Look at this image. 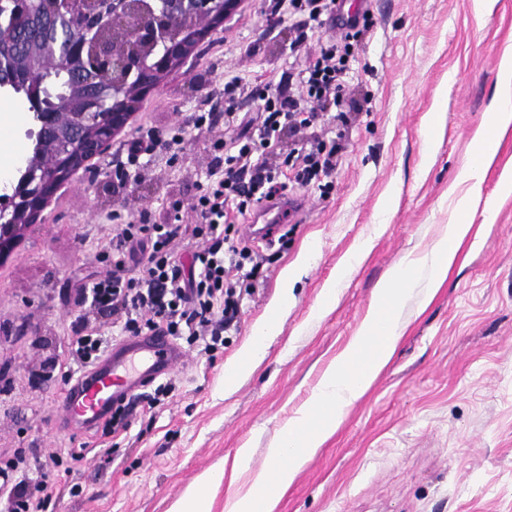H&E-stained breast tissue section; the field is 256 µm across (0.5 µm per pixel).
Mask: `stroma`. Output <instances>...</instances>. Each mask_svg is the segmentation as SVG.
<instances>
[{
	"label": "stroma",
	"instance_id": "obj_1",
	"mask_svg": "<svg viewBox=\"0 0 512 512\" xmlns=\"http://www.w3.org/2000/svg\"><path fill=\"white\" fill-rule=\"evenodd\" d=\"M369 7L350 93L361 116L331 191L286 189L296 206L276 240L263 222L239 223L271 258L262 282L223 350L210 360L186 349L185 364L168 374L175 390L166 405L128 438L58 428L67 389L58 365L85 312L80 288L105 272L95 254L113 235L114 215L195 222L190 205L212 160L209 138L224 131V81L287 86L294 22L272 16L268 0H241L0 263V461L30 448L87 449L75 469L78 492L62 489L55 512H171L217 465L224 478L209 491L211 512H224L249 484L238 450L251 449L253 467L266 463L278 427L358 335L388 271L404 256H428L462 202L470 231L442 286L430 293L424 279L412 289L391 361L288 490L274 492L272 512H512V191L502 185L512 174V124L499 129L480 186L458 179L500 95V63L512 58V0H484L479 10L474 0ZM205 101L217 116L211 131L194 126ZM148 135L171 145L128 160L131 141ZM364 240L369 249L348 265ZM312 242L315 258L284 288L285 271ZM341 267L344 284L321 308ZM275 308L278 335L225 387L226 366L241 361L254 326Z\"/></svg>",
	"mask_w": 512,
	"mask_h": 512
}]
</instances>
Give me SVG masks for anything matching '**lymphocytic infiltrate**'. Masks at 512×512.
I'll use <instances>...</instances> for the list:
<instances>
[{
	"label": "lymphocytic infiltrate",
	"mask_w": 512,
	"mask_h": 512,
	"mask_svg": "<svg viewBox=\"0 0 512 512\" xmlns=\"http://www.w3.org/2000/svg\"><path fill=\"white\" fill-rule=\"evenodd\" d=\"M270 12L296 22L295 47L322 33L336 0H270ZM364 33L356 23L298 69L293 86H252L240 76L224 83V125L228 137L211 140L214 162L191 209L192 224H151L146 216L117 225L96 259L109 273L83 288L89 312L80 316L68 341L66 367L89 368L112 342L162 330L173 340L214 355L239 321L245 296L253 294L266 256L235 241V221L282 196L284 172L295 183L321 184L338 166L346 131L358 119L345 108L354 60L353 42ZM259 102L250 134L239 133L241 96ZM296 134L283 148L282 131ZM82 452L67 448L49 455L37 449L0 465V475L19 479L0 496V512H50L58 485L74 478Z\"/></svg>",
	"instance_id": "lymphocytic-infiltrate-1"
}]
</instances>
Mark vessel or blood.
I'll return each mask as SVG.
<instances>
[{
    "label": "vessel or blood",
    "mask_w": 512,
    "mask_h": 512,
    "mask_svg": "<svg viewBox=\"0 0 512 512\" xmlns=\"http://www.w3.org/2000/svg\"><path fill=\"white\" fill-rule=\"evenodd\" d=\"M182 359L180 348L159 331L123 341L68 388L59 406L61 428L94 429L111 415L114 401L130 399Z\"/></svg>",
    "instance_id": "obj_1"
}]
</instances>
